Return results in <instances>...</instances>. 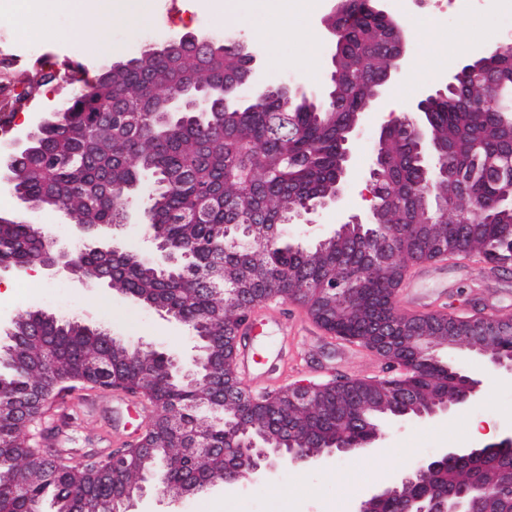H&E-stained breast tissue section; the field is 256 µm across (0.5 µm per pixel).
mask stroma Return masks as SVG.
<instances>
[{
    "mask_svg": "<svg viewBox=\"0 0 512 512\" xmlns=\"http://www.w3.org/2000/svg\"><path fill=\"white\" fill-rule=\"evenodd\" d=\"M147 16H140L141 0H104L90 21L76 22L67 12L47 15L43 42L57 46L62 57L94 73L118 55L136 54L144 41H165L186 33L233 35L248 46L263 49L251 29L258 11L256 0H241L238 16L216 22L210 0H155ZM339 0H311L309 8L293 15L287 42L274 47L280 66L262 65L261 79L269 85H303L321 91L328 85L334 38L326 26ZM406 37L408 63L416 71L414 82L397 76L389 96H403L413 105L427 87L443 86L470 58L482 56L487 39L512 38V8L502 0H484L479 7L450 13L432 21L419 16H398ZM469 24L471 40L459 37L461 24ZM387 110L364 113L362 132L353 147L356 172L347 182L338 205L313 214L312 224H292L284 236L294 245L313 246L319 238L346 223L350 216L366 214L371 206L368 169L374 145ZM410 276L399 291L396 308L416 307L425 312L445 306L465 313L469 304L512 315V271H491L472 256L410 265ZM43 310L62 317H79L124 336L152 344L183 361L194 354V339L187 329L160 317L109 289L75 278L52 277L41 267L31 275L0 277V331L27 310ZM258 333L240 345L249 357V371L240 373L244 387L253 393L274 391L307 382L386 376L383 363L369 351L328 337L296 302H276L271 309L255 310ZM440 356L482 381L476 403L429 420L386 422L383 437L371 452L332 456L319 467L296 464L240 482L232 491L223 484L204 493L172 498L160 491V479L147 483L129 512H357L360 503L397 478L412 473L418 464L445 448H467L466 424L472 420L495 423L500 437L512 435V378L488 368L466 347L441 350ZM46 417L54 428L48 445L70 452H105L133 442L150 423L138 399L100 389L75 390L49 403Z\"/></svg>",
    "mask_w": 512,
    "mask_h": 512,
    "instance_id": "1",
    "label": "stroma"
}]
</instances>
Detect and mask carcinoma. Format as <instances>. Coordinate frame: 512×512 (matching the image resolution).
<instances>
[{"label": "carcinoma", "instance_id": "carcinoma-1", "mask_svg": "<svg viewBox=\"0 0 512 512\" xmlns=\"http://www.w3.org/2000/svg\"><path fill=\"white\" fill-rule=\"evenodd\" d=\"M394 23L371 12L365 0H345L335 21L341 31L332 62L337 80L320 101L266 85L240 96L249 49L226 35L194 56L143 49L133 64L82 81L74 96L56 106L54 123L36 130L35 150L19 156L10 171L14 181L8 188L23 213L0 217V265L27 269L53 256L25 219L30 210H59L91 230L122 224L131 207L142 206L143 225L157 243L189 258L163 274L136 252L124 250L115 258L85 246L70 258L72 266L83 280L139 295L154 310L182 317L217 378L183 382L164 351L145 348L134 359L102 327L26 312L4 331L8 343L0 346V512H45L47 500L53 512H95L100 504L113 505L115 488L140 485L145 468L89 461L62 470L38 447V436L48 430L41 420L45 402L73 389L78 379L121 380L133 388L145 377L152 380L143 390L154 407L144 437L156 459L173 455L169 434L179 423L189 430L187 443L199 434L208 447L223 448L224 419L238 414L237 403L224 400V390L239 384L225 368L231 326L273 292L305 304L329 331L368 338L361 303L393 311L390 288L402 260L422 254L417 237L401 234V226L424 223V200L456 213L454 220L426 225L432 238L452 239L493 268L512 265V209L497 204L512 173L487 166L495 152L512 147V130L493 118L500 108L493 86L481 78L486 68L497 87H512V47L506 42L466 62L461 84L445 88L427 107L430 136L448 146V176L423 175L404 122L386 132L375 224L384 225V236L393 242L390 263L380 266L370 258L380 250L377 227L370 242L329 239L306 249L289 246L278 234L297 213L322 208L340 187L344 142L369 111L374 77L390 65ZM219 83L225 105L203 114L188 107L170 113L169 98L188 104ZM115 99L127 112L143 114L137 126L127 124L126 112L111 111ZM256 210L265 212V223H253ZM342 265L358 272L345 289L333 287ZM490 347L512 351L511 318L501 317ZM453 371L423 357L410 381L419 402L448 397ZM368 394L376 398L372 414L378 419L401 409L389 381L347 379L306 406H293L286 392L259 403L241 418L242 426L254 432L274 423L298 443L336 438L350 444L366 431L344 413L359 411ZM510 466L512 452H498L474 468L450 466L449 485L463 486L474 477L495 484ZM183 477L203 488L222 483L224 462L201 455ZM15 489L20 493L12 494Z\"/></svg>", "mask_w": 512, "mask_h": 512}]
</instances>
